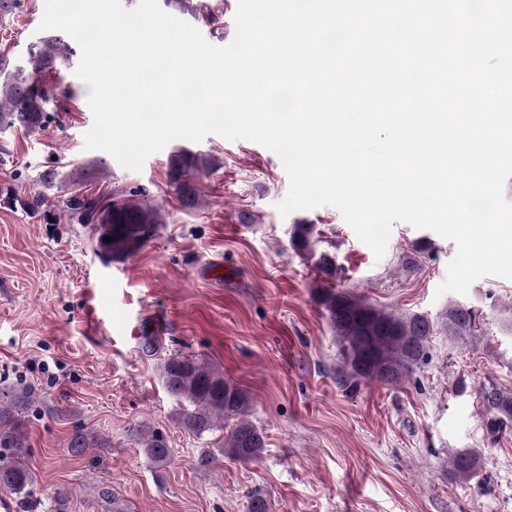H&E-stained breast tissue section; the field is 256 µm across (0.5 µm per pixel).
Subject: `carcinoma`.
Segmentation results:
<instances>
[{
  "instance_id": "1",
  "label": "carcinoma",
  "mask_w": 512,
  "mask_h": 512,
  "mask_svg": "<svg viewBox=\"0 0 512 512\" xmlns=\"http://www.w3.org/2000/svg\"><path fill=\"white\" fill-rule=\"evenodd\" d=\"M67 34L57 32L32 45L29 56L32 70L12 66L0 56V130L21 128L28 134H39L49 123L47 107L56 100L53 83L58 66L66 62ZM216 167L213 156L181 148L170 156L168 178L185 207H193L198 200L196 181ZM85 169L72 174H60L47 169L41 176L45 188L67 181L75 188L63 200L66 209L81 224H100L107 227L106 235L113 241L105 243L106 258H125L135 254L146 242L153 225L161 223L157 209L134 198L89 196L78 190L83 184ZM0 205L20 207L25 211L46 213L56 218L55 209L41 192L24 196L10 185H0ZM314 226L294 225L292 248L304 255L317 258L315 267L321 278L313 289V299L325 312L338 340L343 367L342 386L353 391L364 381L396 384L409 376L411 367L425 354L427 343L437 324L423 314H394L371 304L363 296L348 288L331 284L336 279V261L325 252L315 255ZM442 325L449 335L464 339L475 336L477 316L473 309L458 303L448 305ZM162 379L167 392L191 403L194 409L181 414L183 427L197 438L214 431L228 418L236 420L231 433L220 448L224 457L235 461H252L265 448L262 430L247 419L249 399L237 386L224 380V375L199 364L188 356H173L163 365ZM32 393L14 388L0 391V448L9 455L0 458V488L19 495L28 494L32 474L26 463V435L21 418ZM482 401L488 415L486 427L498 434L512 424V391L490 386L483 390ZM104 439L91 436L84 428L74 429L68 447L81 454L93 446L102 447ZM143 452L156 462L168 459L171 448L165 438L146 431L141 436ZM478 457L466 451L457 453L450 461L454 478L468 481L476 475Z\"/></svg>"
}]
</instances>
